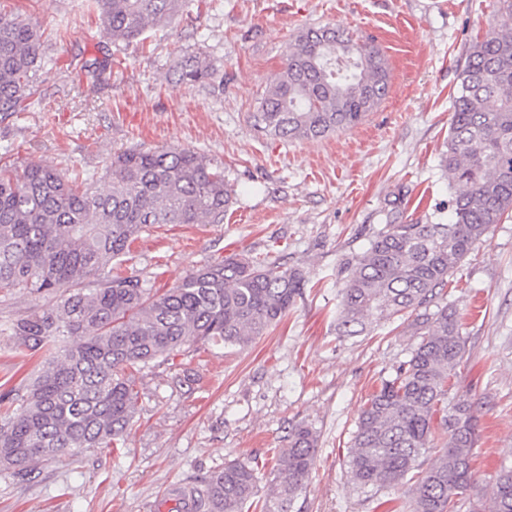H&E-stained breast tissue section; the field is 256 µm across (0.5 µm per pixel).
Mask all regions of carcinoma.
<instances>
[{
	"mask_svg": "<svg viewBox=\"0 0 512 512\" xmlns=\"http://www.w3.org/2000/svg\"><path fill=\"white\" fill-rule=\"evenodd\" d=\"M114 42L132 41L173 19L183 0H92ZM52 62L42 34L0 11V121L40 97L39 72ZM190 86L224 87L205 57L175 65ZM448 145V222L391 220L343 264L336 336H361L381 320L414 317L420 341L363 406L348 464L356 484L378 494L397 485L442 440L437 461L411 489L410 512H457L472 484L477 425L471 405H448L466 350L453 306L432 311L463 261L512 210V0L473 40L458 74ZM387 60L373 42L329 25L290 44L283 71L254 119L273 138L317 140L358 124L388 96ZM111 187L97 193L36 163L0 165V292L71 287L56 306L4 328L42 368L22 394L0 395V466L19 476L62 455L116 449L132 426L135 374L199 344L248 347L278 323L307 285L299 267L230 254L163 292L137 275L108 274L146 230L166 224H222L235 190L224 169L186 148L129 149L110 158ZM318 437L294 425L273 450L272 490L260 512H290L315 465ZM199 512H245L258 496L256 469L238 460L195 480ZM484 512H512V469L491 487Z\"/></svg>",
	"mask_w": 512,
	"mask_h": 512,
	"instance_id": "carcinoma-1",
	"label": "carcinoma"
}]
</instances>
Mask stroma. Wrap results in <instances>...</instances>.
I'll use <instances>...</instances> for the list:
<instances>
[{"instance_id": "stroma-1", "label": "stroma", "mask_w": 512, "mask_h": 512, "mask_svg": "<svg viewBox=\"0 0 512 512\" xmlns=\"http://www.w3.org/2000/svg\"><path fill=\"white\" fill-rule=\"evenodd\" d=\"M32 22L56 59L40 73L38 111L0 122V162L79 172L106 190L105 165L129 148H190L224 169L236 191L220 224H168L142 233L121 269L153 287L231 253L301 267L302 298L251 346L175 353L139 375L138 411L117 452L44 462L28 477L0 470V512H158L172 484L224 462L256 465L260 495L273 478L269 449L292 425L318 435L315 466L293 512H382L406 505L409 483L374 498L356 487L347 458L361 407L409 357L410 320L336 338L338 273L373 230L400 215L432 224L448 216L440 166L450 96L469 44L497 0H184L183 12L145 34L112 42L90 0H0ZM329 24L373 39L391 73L387 98L357 125L319 140H279L255 125L265 89L280 75L302 29ZM200 53L223 89L189 86L176 56ZM113 58L93 83L83 64ZM59 291L0 294V329L52 307ZM436 305L462 316L467 351L449 402L476 419L474 483L459 512L512 467V214L467 255ZM34 358L0 332V395L23 392Z\"/></svg>"}]
</instances>
